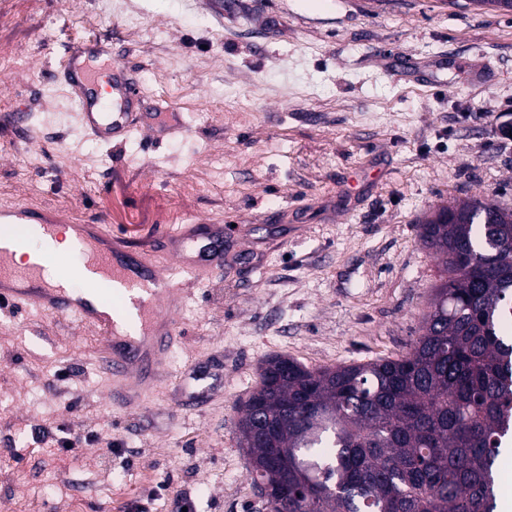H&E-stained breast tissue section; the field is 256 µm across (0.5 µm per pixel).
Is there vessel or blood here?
Listing matches in <instances>:
<instances>
[{
  "mask_svg": "<svg viewBox=\"0 0 512 512\" xmlns=\"http://www.w3.org/2000/svg\"><path fill=\"white\" fill-rule=\"evenodd\" d=\"M112 70V95L100 97L102 67ZM62 73L78 103L77 119L95 138L128 135L135 118L133 109L142 98L139 85L126 74L124 63L101 59L95 46L85 51L69 47ZM58 217L49 212L16 208L0 211V238L11 236L16 224H37L50 229ZM76 269L57 267L64 278L54 285L44 264L17 269L12 253L0 247V309L34 305L50 315H66L106 339L105 363L114 388L127 403L137 402L150 390L164 355L180 329L173 315L180 288L170 277H161L155 264L141 252L116 242L99 224H82ZM224 227L220 224H183L163 235L158 245L175 257L177 270L189 273L197 267H224ZM114 286L121 303L105 311L98 302V283Z\"/></svg>",
  "mask_w": 512,
  "mask_h": 512,
  "instance_id": "obj_1",
  "label": "vessel or blood"
}]
</instances>
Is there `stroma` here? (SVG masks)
<instances>
[{"instance_id":"obj_1","label":"stroma","mask_w":512,"mask_h":512,"mask_svg":"<svg viewBox=\"0 0 512 512\" xmlns=\"http://www.w3.org/2000/svg\"><path fill=\"white\" fill-rule=\"evenodd\" d=\"M86 40L149 94L126 140L76 121L59 65ZM475 198L512 207V13L467 0H0V210L106 225L164 270L154 245L179 225H223L226 241L223 272L184 284L181 334L132 405L99 335L0 311V512L146 499L153 512H270L238 432L261 362L406 354L439 275L420 226ZM61 427L90 444L63 451L50 440Z\"/></svg>"}]
</instances>
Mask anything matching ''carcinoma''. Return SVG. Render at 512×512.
Returning <instances> with one entry per match:
<instances>
[{"mask_svg": "<svg viewBox=\"0 0 512 512\" xmlns=\"http://www.w3.org/2000/svg\"><path fill=\"white\" fill-rule=\"evenodd\" d=\"M440 283L410 351L309 369L260 367L238 422L252 480L288 450L271 512H496L512 429V208L473 199L422 224Z\"/></svg>", "mask_w": 512, "mask_h": 512, "instance_id": "1", "label": "carcinoma"}]
</instances>
